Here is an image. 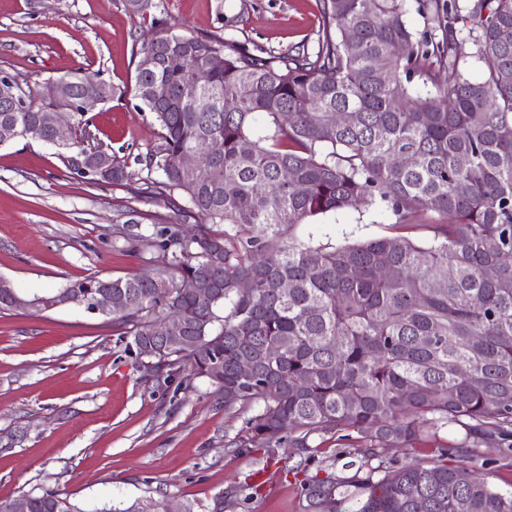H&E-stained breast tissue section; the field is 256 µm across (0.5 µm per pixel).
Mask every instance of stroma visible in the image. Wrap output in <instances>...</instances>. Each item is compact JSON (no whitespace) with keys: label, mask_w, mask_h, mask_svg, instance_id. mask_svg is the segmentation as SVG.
Here are the masks:
<instances>
[{"label":"stroma","mask_w":512,"mask_h":512,"mask_svg":"<svg viewBox=\"0 0 512 512\" xmlns=\"http://www.w3.org/2000/svg\"><path fill=\"white\" fill-rule=\"evenodd\" d=\"M171 24L230 45L285 51L314 42L318 0H163L147 17L125 0H0V71L24 89L77 69L133 85L142 43ZM100 139L119 158H139L162 142L152 113L127 96L96 106ZM137 211L143 224L172 218L160 199L133 200L127 187L70 175L54 147L33 139L0 146V277L26 296L60 290L88 275L141 273L144 262L112 242V227ZM437 213L401 227L376 208L320 216L291 228L292 240L341 246L384 236L427 245ZM250 411L228 408L197 379L175 389L126 350L103 316L70 303L47 311L0 312V502L25 492L61 489L86 512L153 497L209 512L215 497L245 483L250 499L224 512H302L301 487L312 476L351 477L363 441L314 436L312 449L242 450ZM384 467L410 461L466 465L512 490V448L467 439L456 424L436 441L379 449Z\"/></svg>","instance_id":"obj_1"}]
</instances>
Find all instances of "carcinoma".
<instances>
[{"mask_svg": "<svg viewBox=\"0 0 512 512\" xmlns=\"http://www.w3.org/2000/svg\"><path fill=\"white\" fill-rule=\"evenodd\" d=\"M319 3L312 49L250 51L173 26L142 46L153 63L137 66L134 98L164 136L132 192L179 197L176 222L114 228L122 250L149 254L152 279L88 276L57 294L92 299L111 284L129 310L109 325L131 338L129 353L148 342L181 379L208 382L224 406H261L246 420L244 443L254 448L359 433L367 446L350 463L355 474L308 479L306 512H322L327 498L331 512H512V490L470 467L372 465L377 448H413L450 423L477 441L512 439V262L503 260L512 253V0ZM126 7L143 17L159 3ZM412 10L429 29L410 27ZM468 44L477 79L460 69ZM60 80L71 87L66 106L88 90L107 103L123 97L86 69ZM50 85L35 97L17 83L0 87V128L50 142ZM226 100L235 111H224ZM75 123L58 158L85 180L76 158L99 129L83 113ZM189 151L210 163L185 171L179 157ZM401 154L414 163L397 164ZM285 168L300 191L282 181ZM131 179L117 157L100 177ZM382 206L399 225L426 211L446 220L431 224L426 246L405 236L317 247L284 238L318 216ZM213 224L230 225L236 244ZM185 280L207 289L209 302L181 288ZM169 317L179 321L169 332L176 342L155 326ZM26 497L29 512H86L60 490ZM98 512H165V503L146 497Z\"/></svg>", "mask_w": 512, "mask_h": 512, "instance_id": "cac0c4a2", "label": "carcinoma"}]
</instances>
